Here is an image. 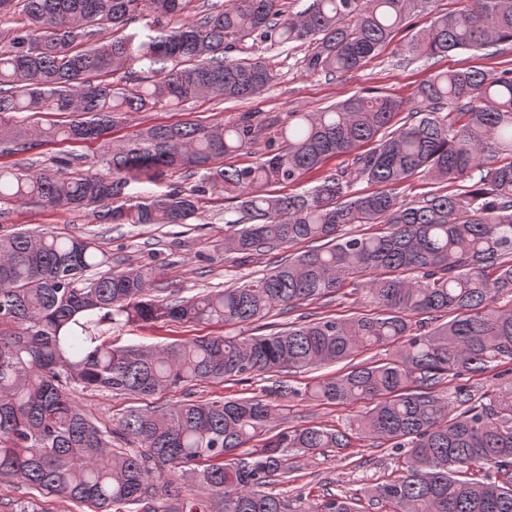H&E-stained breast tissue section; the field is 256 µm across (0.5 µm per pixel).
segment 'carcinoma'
Wrapping results in <instances>:
<instances>
[{
    "label": "carcinoma",
    "instance_id": "obj_1",
    "mask_svg": "<svg viewBox=\"0 0 512 512\" xmlns=\"http://www.w3.org/2000/svg\"><path fill=\"white\" fill-rule=\"evenodd\" d=\"M0 0V156L52 143L102 142L85 166H0V205L97 207L106 224H183L215 192L232 204L224 250L251 258L291 244L242 285L173 298L151 294L157 265L112 268L95 238L0 234V479L95 512H359L354 499L282 490L301 465L352 439L392 442L394 479L368 490L386 512H512V377L479 401L443 376L512 364V68L438 69L404 102L355 95L320 112H243L213 125H151L109 137L134 112L201 98L246 99L277 77L257 50L307 46L312 73L359 69L411 16L431 15L404 51L420 58L512 45V0ZM179 18L157 35L124 33L135 16ZM256 53L231 57L246 48ZM152 76L132 78L135 66ZM265 140L264 159H233ZM350 167L288 195L330 157ZM187 169L158 194L128 186ZM447 185L402 200L412 178ZM378 186L356 195L357 181ZM380 224V232H341ZM372 308L351 318L300 317L278 333L210 336L164 348L118 346L112 329L142 323L252 326L344 288ZM391 345L388 357L306 384L313 401L363 404L349 427L284 428L259 397L130 407L102 424L73 391L152 397L194 382L297 373ZM257 446L244 457L236 451ZM492 469L502 480L466 477Z\"/></svg>",
    "mask_w": 512,
    "mask_h": 512
}]
</instances>
